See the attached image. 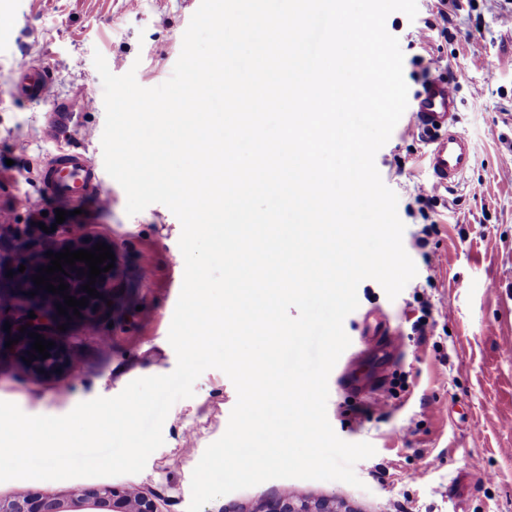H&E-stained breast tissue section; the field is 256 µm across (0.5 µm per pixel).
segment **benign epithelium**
Segmentation results:
<instances>
[{"label":"benign epithelium","mask_w":512,"mask_h":512,"mask_svg":"<svg viewBox=\"0 0 512 512\" xmlns=\"http://www.w3.org/2000/svg\"><path fill=\"white\" fill-rule=\"evenodd\" d=\"M100 239L86 236L71 228H59L52 232L50 239L35 234L32 226L0 225V259L3 253L12 252L14 266L13 277L8 278L0 273V359L6 355L20 361L28 357L32 351L34 339L28 336L30 332H38L46 340L55 343L49 350L50 357L38 358L31 362L28 369L36 373L42 371L46 376L55 375V370L65 368L69 362L70 351L74 345L69 341L68 332L58 330V326L70 324L77 320L73 309H68V315H58L56 304L64 303L59 294L45 290H37L32 276L38 274V269L50 264L46 253H58L65 247L71 250L93 249ZM25 265V271L19 272V266ZM87 268L84 262L76 263L75 267L68 265L63 269L68 272L64 282L69 284V295L88 299V306L79 309L81 317L94 320L101 325L110 322L111 308L107 301L111 300L110 284L119 276V267L104 272L96 278L94 288L103 294L101 298H92L81 290V286L89 282L86 275L77 273L79 269ZM34 291L36 295L28 296ZM34 312L37 318H29V312ZM11 323V332L3 330L5 322ZM27 326L26 332H20L21 326ZM19 339L12 348H5V342ZM334 499L323 498L312 500L302 507L293 497L286 495L268 501L259 512H336L332 505ZM63 502L58 498L47 496H24L8 502L0 503V512H63ZM74 512H160L156 501L147 494L133 488L119 489L111 485H98L79 490L71 499Z\"/></svg>","instance_id":"benign-epithelium-1"}]
</instances>
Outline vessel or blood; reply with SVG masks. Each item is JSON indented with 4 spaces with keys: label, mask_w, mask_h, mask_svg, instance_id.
<instances>
[{
    "label": "vessel or blood",
    "mask_w": 512,
    "mask_h": 512,
    "mask_svg": "<svg viewBox=\"0 0 512 512\" xmlns=\"http://www.w3.org/2000/svg\"><path fill=\"white\" fill-rule=\"evenodd\" d=\"M13 96L31 102H53L51 123L66 127L79 104L54 98V81L49 70L36 59L20 63L10 80ZM413 124L428 147L427 165L437 187L458 184L473 165V154L459 132L457 95L450 81L433 79L419 91L410 108ZM47 193L60 201L79 202L96 194L98 187L93 162L85 153L59 151L42 168Z\"/></svg>",
    "instance_id": "b4317fda"
}]
</instances>
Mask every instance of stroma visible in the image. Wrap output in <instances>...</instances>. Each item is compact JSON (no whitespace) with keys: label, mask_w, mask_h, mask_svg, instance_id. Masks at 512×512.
Wrapping results in <instances>:
<instances>
[{"label":"stroma","mask_w":512,"mask_h":512,"mask_svg":"<svg viewBox=\"0 0 512 512\" xmlns=\"http://www.w3.org/2000/svg\"><path fill=\"white\" fill-rule=\"evenodd\" d=\"M201 0H0V224L56 222L57 201L45 192L40 168L49 154L85 152L96 167L106 203L87 199L65 222L112 242L122 278L112 290V328L78 323L79 351L56 377L0 362V401L29 415L63 416L79 403L118 395L131 381L174 371L169 329L184 277L182 227L165 205L127 215L126 194L105 168L103 104L78 113L69 129L49 131L51 103L33 104L8 91L13 69L39 56L59 98L102 93L94 65L102 54L117 75L135 71L146 88L164 83L180 55L183 35ZM415 19L386 20L398 38L409 90L420 88L422 62L451 76L459 99L458 129L474 163L458 185L441 188L430 210L438 232L426 247L415 240L425 225L415 200L431 177L427 146L401 117L375 165L398 196L403 246L417 274L396 298L373 279L357 288L358 308L344 320L351 377L380 389L354 398L329 380L327 417L350 443L368 442L372 457L357 462L361 481L271 479L208 502L203 512H256L283 494L344 499L353 512H512V0H473L442 24L432 0H417ZM429 303L432 336L417 344L411 324ZM385 317L397 339L380 357L359 344L368 311ZM237 401L225 373L206 370L194 395L177 401L164 422L163 445L137 474L105 479H16L0 482V500L26 495L64 497L105 483L154 498L161 512H187L191 478L205 449L225 432Z\"/></svg>","instance_id":"35a3bbf8"}]
</instances>
